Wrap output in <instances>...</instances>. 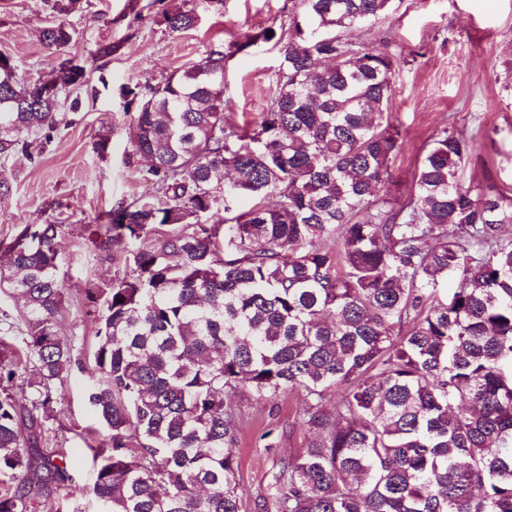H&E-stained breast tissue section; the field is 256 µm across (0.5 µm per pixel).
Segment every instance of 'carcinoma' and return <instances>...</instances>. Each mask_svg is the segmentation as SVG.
I'll list each match as a JSON object with an SVG mask.
<instances>
[{
  "label": "carcinoma",
  "mask_w": 512,
  "mask_h": 512,
  "mask_svg": "<svg viewBox=\"0 0 512 512\" xmlns=\"http://www.w3.org/2000/svg\"><path fill=\"white\" fill-rule=\"evenodd\" d=\"M391 2L299 0L288 32L248 37L281 45L277 92L250 128L225 122L221 50L125 91L130 156L151 161L161 194L89 225L98 250L123 243L131 265L104 290L88 390L106 431L89 446L101 512H512V196L461 181L473 146L446 128L404 200L383 194L402 148L395 60L346 32ZM164 21L178 33L199 14ZM40 38L60 50L74 31L50 23ZM53 81L46 94L0 59L1 159H35L86 69L66 60ZM241 196L248 210L208 223ZM58 229L26 224L0 242V286L25 323L22 348L0 338V512H39L44 487L73 481L33 452L46 432L35 412L73 364L56 329ZM21 349L35 359L29 409L6 392ZM242 388L297 393L314 434L251 505L232 453Z\"/></svg>",
  "instance_id": "1"
}]
</instances>
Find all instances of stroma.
Here are the masks:
<instances>
[{"label": "stroma", "mask_w": 512, "mask_h": 512, "mask_svg": "<svg viewBox=\"0 0 512 512\" xmlns=\"http://www.w3.org/2000/svg\"><path fill=\"white\" fill-rule=\"evenodd\" d=\"M197 0H82L79 11L53 12L48 0H0V54L11 57L27 81L47 80L66 59L87 69L77 110L62 108L61 122L38 159L15 154L0 159V175L12 184L0 197V241L25 224H57L59 284L64 302L57 330L75 365L56 383L39 445L41 455L69 461L76 479L50 485L47 501L62 512H97L88 438L105 431L87 399L89 370L97 343L102 304L85 297L90 288L110 287L123 277L119 263L101 257L87 227L122 202L155 194L148 164L130 158L129 127L135 115L123 87L145 88L199 61L210 50L226 55L225 118L235 126L255 121L276 92L279 53L273 44L246 46L247 37L271 24L288 25L299 0H224L201 11L194 29L173 33L164 12L192 8ZM76 32L58 52L40 41L50 22ZM354 41L396 60L389 105L404 140L387 190L403 199L417 165L435 134L448 129L472 138L474 150L463 167L467 184H492L512 195V0H393L386 18L351 33ZM110 45L102 62L92 55ZM106 151H98L100 140ZM236 404L243 421L235 453L238 490L246 502L265 494L280 458L307 447L309 433L296 421L300 398L287 391L259 399L242 390ZM274 431L277 445L262 436Z\"/></svg>", "instance_id": "35a3bbf8"}]
</instances>
